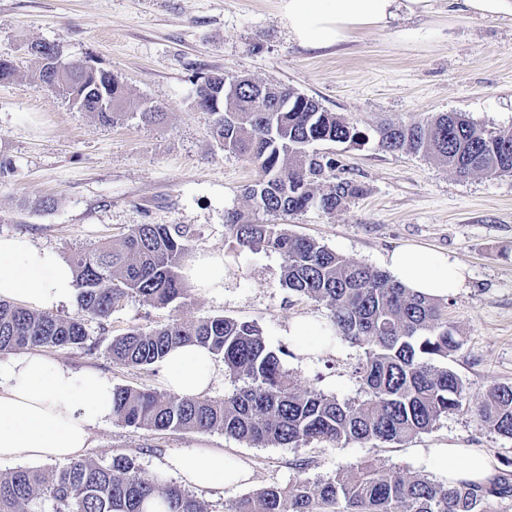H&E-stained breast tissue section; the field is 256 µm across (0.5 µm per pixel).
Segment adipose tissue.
Instances as JSON below:
<instances>
[{"instance_id": "adipose-tissue-1", "label": "adipose tissue", "mask_w": 512, "mask_h": 512, "mask_svg": "<svg viewBox=\"0 0 512 512\" xmlns=\"http://www.w3.org/2000/svg\"><path fill=\"white\" fill-rule=\"evenodd\" d=\"M428 0H280L294 41L326 49L348 42L365 29L388 28L398 10L415 14ZM220 252L200 251L184 274L198 289L223 295ZM392 275L416 292L436 298L453 294L464 283L462 268L447 255L402 249L388 258ZM76 291L71 264L57 252L19 236H0V298L50 311ZM167 389L179 397H199L215 379L211 351L184 346L159 363ZM113 384L101 372L74 370L41 352L23 351L0 363V460L81 458L96 429L112 421ZM438 476L448 482L480 481L494 462L477 448H434L429 453ZM169 469L186 487L219 485L235 490L250 482L248 465L221 449L177 452Z\"/></svg>"}]
</instances>
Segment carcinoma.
Instances as JSON below:
<instances>
[{
	"instance_id": "carcinoma-1",
	"label": "carcinoma",
	"mask_w": 512,
	"mask_h": 512,
	"mask_svg": "<svg viewBox=\"0 0 512 512\" xmlns=\"http://www.w3.org/2000/svg\"><path fill=\"white\" fill-rule=\"evenodd\" d=\"M36 79L56 73L59 48L37 42ZM70 73L52 90L80 112L104 123L124 114L125 85L112 72L69 62ZM264 101L250 85L224 97V73L197 83L192 107L216 115L211 129L219 143L258 169L245 189L255 218L236 210L224 217L225 238L234 248L270 250L283 258L282 284L323 304L328 329L363 349L352 375L360 395L339 400L303 389L284 367L288 352L269 347L254 321L215 315L185 322L173 319L149 332L131 328L112 338L113 362L148 367L179 344L210 349L225 372L242 382L222 399L180 398L171 392L116 387L112 419L154 431H218L255 447L314 442L338 446L360 442L401 444L431 431L441 419L470 403L459 375L448 367L462 340L448 323L443 300L417 294L389 272L350 260L315 239L289 232L257 216L293 214L317 206L333 212L362 194L354 181L336 176V160L309 151L317 142L361 144L366 134L312 97L288 87L262 84ZM288 100L286 112H264L263 104ZM379 145L391 153L420 155L458 177L512 174V130L488 128L462 112L427 120L389 121L378 128ZM194 233L184 224H137L119 239L73 259L81 315L61 317L0 300V352L41 347L81 348L88 338L85 317H110L131 295L166 307L187 298L181 269L193 250ZM480 425L512 438V385L494 384L474 404ZM161 498L168 512H206L180 486L141 475L133 459L108 465L79 459L52 468L19 467L0 474V512H144ZM512 500V479L494 474L482 482H443L411 471L380 470L367 461L349 464L329 478L298 479L239 499L232 512H491Z\"/></svg>"
}]
</instances>
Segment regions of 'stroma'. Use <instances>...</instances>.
<instances>
[{
  "instance_id": "obj_1",
  "label": "stroma",
  "mask_w": 512,
  "mask_h": 512,
  "mask_svg": "<svg viewBox=\"0 0 512 512\" xmlns=\"http://www.w3.org/2000/svg\"><path fill=\"white\" fill-rule=\"evenodd\" d=\"M40 41L57 44L66 60L91 58L118 75L131 101L125 117L101 122L41 85L30 52ZM0 58L16 68L0 83V160L12 164L0 174V236L26 237L67 259L135 224H186L195 249L224 253L223 296L195 290L185 306L165 308L126 298L108 320H88V348L51 347V357L97 369L117 387L160 391L159 367L113 362V337L176 317L223 314L257 322L271 348L287 350L284 365L301 387L357 397L351 368L362 349L339 339L313 360L292 354L289 323L327 322V309L282 285L278 253L241 251L224 238V215L247 211L244 189L257 170L224 150L210 134L212 115L191 106L197 76L219 70L290 87L365 133L361 145L312 146L335 159L337 176L359 184L362 195L336 212L311 208L280 216V223L380 269L400 248L447 254L466 276L448 298V320L463 340L449 365L474 402L492 384L512 385V175L462 179L422 157L383 151L376 132L388 119L439 112L512 128L511 15H474L431 0L425 13L400 16L387 29L313 49L291 38L280 0H0ZM143 101L162 105L164 119L141 121ZM43 198L54 207L38 209ZM191 448L224 449L253 472L234 492L193 489L207 512H230L265 487L332 476L359 460L431 477L434 448H478L494 461L512 460V439L481 427L467 409L409 442L381 447H254L218 432L148 431L115 421L96 430L85 456L107 464L124 455L143 476L170 483L167 457Z\"/></svg>"
}]
</instances>
